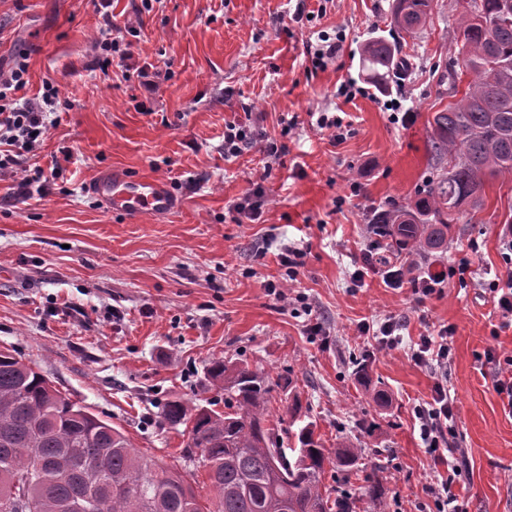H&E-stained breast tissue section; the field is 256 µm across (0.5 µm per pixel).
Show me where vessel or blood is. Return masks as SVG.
<instances>
[{
  "instance_id": "b4317fda",
  "label": "vessel or blood",
  "mask_w": 512,
  "mask_h": 512,
  "mask_svg": "<svg viewBox=\"0 0 512 512\" xmlns=\"http://www.w3.org/2000/svg\"><path fill=\"white\" fill-rule=\"evenodd\" d=\"M88 190L101 200L108 212L124 216L165 215L175 207L166 186L155 179L109 171L89 183Z\"/></svg>"
}]
</instances>
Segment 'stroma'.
Instances as JSON below:
<instances>
[{"label": "stroma", "mask_w": 512, "mask_h": 512, "mask_svg": "<svg viewBox=\"0 0 512 512\" xmlns=\"http://www.w3.org/2000/svg\"><path fill=\"white\" fill-rule=\"evenodd\" d=\"M391 5L305 0L296 22L294 0H162L140 17L131 0H0V70L27 60L19 100L56 89L59 123L34 162L62 169L22 205L17 177L0 175V348L123 431L140 455L192 475L202 497L206 471L162 409L212 398L206 368L222 355L292 379L325 448H361L351 484L379 480L388 512H435L428 488L460 460L465 512H512V413L495 387L512 327L490 287L512 275L501 243L512 177L486 181L482 208L453 225L433 264L446 274L440 292L390 288L377 273L360 287L350 280L366 252L385 250L370 231L374 214L419 198L438 175L430 121L449 102L467 0H434L425 27L402 41L405 84L391 95L413 112L408 124L380 101L339 92L347 80L367 84L365 39L395 38ZM108 24L130 57L97 48ZM338 29L341 51L314 68L304 42ZM146 65L158 74L152 94L137 78ZM317 112L338 113L346 137L313 126ZM247 113L287 148L272 166L257 147L224 158L225 123ZM283 116L297 119L287 135ZM109 170L162 181L175 210L108 212L86 186ZM256 182L266 194L260 219L233 223L229 205ZM285 245L303 256L283 300L268 284L286 274ZM389 317L405 323L398 347L359 335V322ZM444 326L441 373L410 349ZM439 382L456 419L433 458L415 412Z\"/></svg>", "instance_id": "1"}]
</instances>
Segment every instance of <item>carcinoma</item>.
Instances as JSON below:
<instances>
[{"label":"carcinoma","mask_w":512,"mask_h":512,"mask_svg":"<svg viewBox=\"0 0 512 512\" xmlns=\"http://www.w3.org/2000/svg\"><path fill=\"white\" fill-rule=\"evenodd\" d=\"M432 8L433 0H393V27L412 36ZM457 45L471 80L430 122L432 160L449 170L423 197L378 213L372 223L400 256L425 259L447 250L452 225L466 208L480 207L485 178L512 175V0H468ZM359 61L383 86L401 61V44L371 37ZM208 375L224 392V412L183 400L163 409L169 424L189 427L187 447L205 462L214 494L207 507L181 472L143 459L121 431L0 349V512L19 496L24 512H77L89 496L98 503L94 512H387L378 485L353 492L348 476L330 499L325 463L352 467L361 449L324 448L296 395L284 413L273 412L280 382L222 356L211 359Z\"/></svg>","instance_id":"1"}]
</instances>
